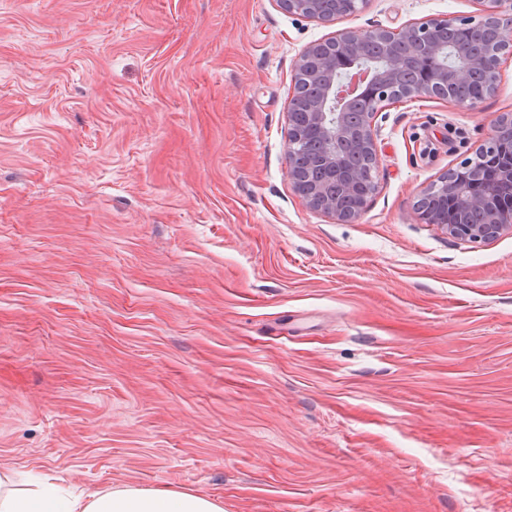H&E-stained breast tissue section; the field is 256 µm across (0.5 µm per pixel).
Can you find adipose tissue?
<instances>
[{
  "label": "adipose tissue",
  "instance_id": "1",
  "mask_svg": "<svg viewBox=\"0 0 512 512\" xmlns=\"http://www.w3.org/2000/svg\"><path fill=\"white\" fill-rule=\"evenodd\" d=\"M0 512H223V508L206 496L163 489L66 495L55 483L22 487L14 473L0 472Z\"/></svg>",
  "mask_w": 512,
  "mask_h": 512
}]
</instances>
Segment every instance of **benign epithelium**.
<instances>
[{"label":"benign epithelium","instance_id":"7a95c632","mask_svg":"<svg viewBox=\"0 0 512 512\" xmlns=\"http://www.w3.org/2000/svg\"><path fill=\"white\" fill-rule=\"evenodd\" d=\"M277 2L292 15L326 21L325 0ZM481 2L485 7L476 18L431 17L396 30L345 28L313 43L299 56L293 82L318 83L320 95L303 99L294 93L289 100V107L299 112L288 113V178L311 208L334 217L339 224H353L360 218L368 199L361 190L368 185L377 190L375 118L389 103L396 99L438 98L470 109L476 102L443 94L440 89L449 83H464L478 71L489 78L490 91L496 90L502 59L512 57V42L505 38L498 39L500 51L493 57L484 52L459 54L450 67L433 66L444 53L434 40L435 29L441 26L469 23L492 27L499 35L512 27V0ZM374 41L401 43L407 52L379 68L359 64L344 74L337 72L336 58L347 63L365 59ZM360 92L371 96L376 107L354 125L349 112L355 103L352 96ZM507 128L512 129L511 112L498 115L487 145L461 163L478 171L473 183L461 187L445 175L419 191L414 207L418 220L470 243L512 233V150L502 146ZM308 133L321 140L323 149L310 158V163H296L294 159L300 156L301 143Z\"/></svg>","mask_w":512,"mask_h":512}]
</instances>
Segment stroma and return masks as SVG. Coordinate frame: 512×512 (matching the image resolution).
<instances>
[{"instance_id": "1", "label": "stroma", "mask_w": 512, "mask_h": 512, "mask_svg": "<svg viewBox=\"0 0 512 512\" xmlns=\"http://www.w3.org/2000/svg\"><path fill=\"white\" fill-rule=\"evenodd\" d=\"M482 8L0 0V468L224 512H512V233L413 214L512 113V58L473 108L378 113L356 223L288 179L304 50ZM325 1H332L331 13L325 12L323 7ZM277 2L289 14L320 23L333 20L326 19L325 16L336 12V4L341 12V18H345L354 16L360 10L354 7L355 2H359L362 7L368 3L367 0H277Z\"/></svg>"}]
</instances>
